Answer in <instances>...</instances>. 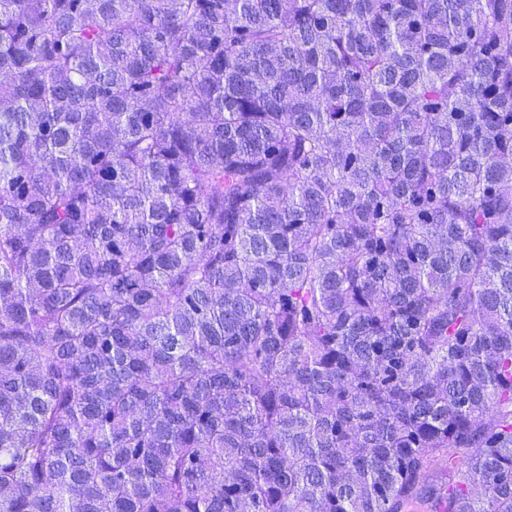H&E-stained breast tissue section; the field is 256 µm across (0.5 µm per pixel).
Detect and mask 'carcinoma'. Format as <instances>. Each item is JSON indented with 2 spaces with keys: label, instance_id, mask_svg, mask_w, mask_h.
<instances>
[{
  "label": "carcinoma",
  "instance_id": "carcinoma-1",
  "mask_svg": "<svg viewBox=\"0 0 512 512\" xmlns=\"http://www.w3.org/2000/svg\"><path fill=\"white\" fill-rule=\"evenodd\" d=\"M412 504L512 512V0H0V512Z\"/></svg>",
  "mask_w": 512,
  "mask_h": 512
}]
</instances>
